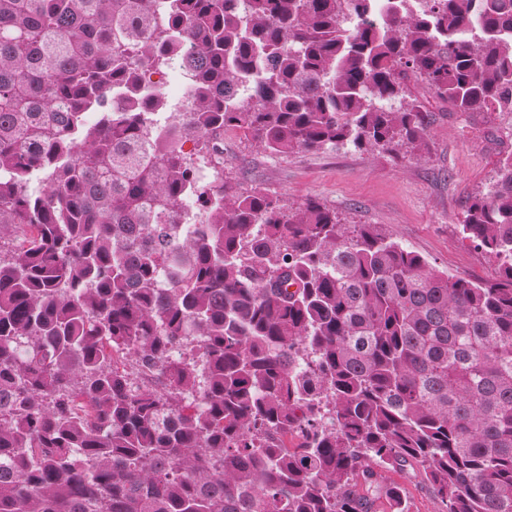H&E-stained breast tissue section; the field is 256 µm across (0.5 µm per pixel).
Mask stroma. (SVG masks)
<instances>
[{"label": "stroma", "mask_w": 512, "mask_h": 512, "mask_svg": "<svg viewBox=\"0 0 512 512\" xmlns=\"http://www.w3.org/2000/svg\"><path fill=\"white\" fill-rule=\"evenodd\" d=\"M409 92L432 115L425 157L352 147L273 156L235 133L224 136V177L277 193L296 209L314 199L347 224H375L437 269L489 279L495 264L458 233L468 199L486 191L502 154L512 152L511 112H458L420 79Z\"/></svg>", "instance_id": "35a3bbf8"}]
</instances>
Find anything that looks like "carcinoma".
Returning a JSON list of instances; mask_svg holds the SVG:
<instances>
[{
  "label": "carcinoma",
  "instance_id": "carcinoma-1",
  "mask_svg": "<svg viewBox=\"0 0 512 512\" xmlns=\"http://www.w3.org/2000/svg\"><path fill=\"white\" fill-rule=\"evenodd\" d=\"M372 8L0 0V512H406L378 468L512 512V153L458 224L490 280L224 179L229 131L422 155L411 75L512 112V0Z\"/></svg>",
  "mask_w": 512,
  "mask_h": 512
}]
</instances>
